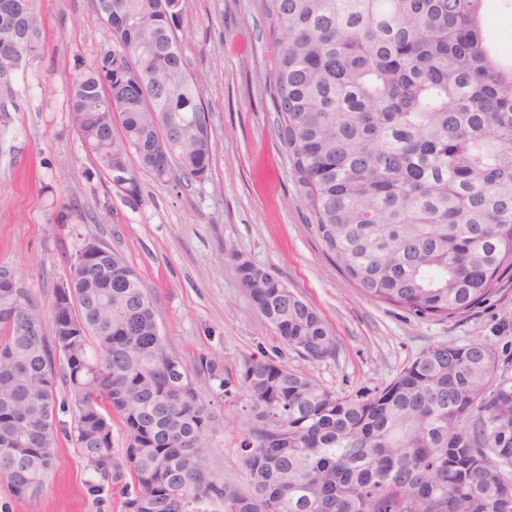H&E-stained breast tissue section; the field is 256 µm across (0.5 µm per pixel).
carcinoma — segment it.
<instances>
[{"instance_id": "carcinoma-1", "label": "carcinoma", "mask_w": 512, "mask_h": 512, "mask_svg": "<svg viewBox=\"0 0 512 512\" xmlns=\"http://www.w3.org/2000/svg\"><path fill=\"white\" fill-rule=\"evenodd\" d=\"M15 37L40 47L36 0ZM109 34L69 85L90 149L135 156L167 181L205 179L208 111L176 37L183 0H102ZM274 39L276 135L296 196L337 267L367 297L418 319L487 301L512 272V59L486 0H257ZM90 239L53 294L52 336L31 296L0 281V479L43 490L55 466L56 385L91 479L139 494L138 512H501L512 497V378L480 339L424 351L388 384L339 395L271 359L242 374L256 424L241 445L251 492L211 470L218 428L155 322L152 297ZM280 341L336 353L326 323L270 274H239ZM125 430L112 448V420Z\"/></svg>"}]
</instances>
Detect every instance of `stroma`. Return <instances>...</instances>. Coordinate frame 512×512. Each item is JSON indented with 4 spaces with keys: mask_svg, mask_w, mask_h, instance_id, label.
<instances>
[{
    "mask_svg": "<svg viewBox=\"0 0 512 512\" xmlns=\"http://www.w3.org/2000/svg\"><path fill=\"white\" fill-rule=\"evenodd\" d=\"M36 8L42 49L0 84V266L45 315L88 235L121 254L215 415L211 467L225 485L248 490L240 456L254 424L241 382L248 359L285 364L340 395L390 382L437 344L479 338L512 365L511 280L478 308L419 320L365 297L324 253L275 135L272 53L256 0H184L177 34L209 111L211 169L201 182L142 174L134 194L112 184L69 118L70 80L107 39L93 0H36ZM244 259L320 312L334 356L309 360L279 341L240 286ZM57 398L56 469L33 499L15 497L0 480V512H125L119 489L87 494L89 474L68 437L75 419L65 382Z\"/></svg>",
    "mask_w": 512,
    "mask_h": 512,
    "instance_id": "1",
    "label": "stroma"
}]
</instances>
